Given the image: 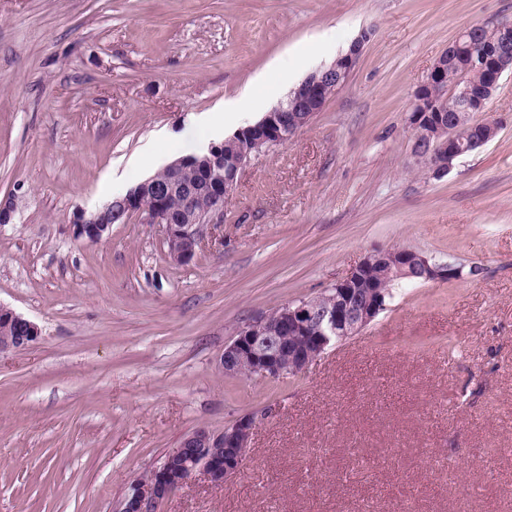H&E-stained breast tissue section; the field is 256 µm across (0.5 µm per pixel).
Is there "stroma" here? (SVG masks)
Returning a JSON list of instances; mask_svg holds the SVG:
<instances>
[{
	"label": "stroma",
	"mask_w": 512,
	"mask_h": 512,
	"mask_svg": "<svg viewBox=\"0 0 512 512\" xmlns=\"http://www.w3.org/2000/svg\"><path fill=\"white\" fill-rule=\"evenodd\" d=\"M512 0H0V304L36 322L0 354V512H118L198 427L257 419L224 486L158 512H512V75L499 128L437 177L415 94L462 29ZM369 33L345 87L241 171L192 263L138 218H72L211 144L193 117L251 87L257 116ZM408 248L478 279L402 282L304 373L225 376L224 346Z\"/></svg>",
	"instance_id": "obj_1"
}]
</instances>
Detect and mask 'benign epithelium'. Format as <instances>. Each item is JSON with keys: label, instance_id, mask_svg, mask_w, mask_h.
Returning a JSON list of instances; mask_svg holds the SVG:
<instances>
[{"label": "benign epithelium", "instance_id": "1", "mask_svg": "<svg viewBox=\"0 0 512 512\" xmlns=\"http://www.w3.org/2000/svg\"><path fill=\"white\" fill-rule=\"evenodd\" d=\"M474 32L481 34L483 48L467 56L463 72L484 73V85L478 91L465 88L453 100L448 98L446 79L448 52L468 44ZM367 39L368 33H362L334 65L310 73L285 102L232 136L235 152L229 161H224V144L210 146L209 155L195 164L204 182L185 187L179 214L171 213L168 196L181 188L178 177L188 166L184 158L164 167L169 174L165 184H159L152 176L131 190L124 203L125 216L135 215L145 224L161 225L169 259L178 265L190 263L201 248L204 227L223 222L224 202L232 195L242 169L256 154L287 141L314 113L321 111L327 99L347 83ZM507 72L512 74V24L509 22L489 21L461 30L448 43V51L436 59L427 82L415 95L410 116L414 152L434 173L447 174L456 158L483 147L496 135L497 123L474 122L470 115L486 111ZM462 121L477 132V137L466 146L457 139V125ZM200 192L211 199V205L203 210L195 204ZM111 211L112 204L107 203L95 211L74 215L76 238L100 241L111 227L107 221ZM389 260L394 261L403 277H416L424 283L474 279L480 274L476 266L466 272L461 266L436 263L412 249H399L392 258L384 250L374 251L337 282L326 298L287 304L242 326L224 346L220 357L224 374L235 377L247 369L253 377L275 379L281 376L285 364L291 372L302 373L330 346L358 334L386 309L385 304L374 302L369 296H359L357 287L365 270ZM0 319L6 323V329L15 332L0 340V352L25 349L39 340L41 331L36 323L2 304ZM256 424L254 415L245 414L225 426L221 433L206 428L189 433L159 465L131 484L120 512H157L160 503L196 474L214 487L224 485L243 465Z\"/></svg>", "mask_w": 512, "mask_h": 512}]
</instances>
